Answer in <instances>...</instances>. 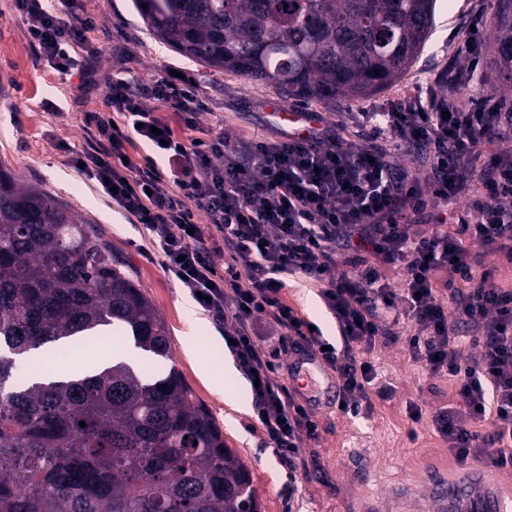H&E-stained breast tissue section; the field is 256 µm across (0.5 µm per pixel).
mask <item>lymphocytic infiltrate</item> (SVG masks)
<instances>
[{
    "instance_id": "f902f5d3",
    "label": "lymphocytic infiltrate",
    "mask_w": 512,
    "mask_h": 512,
    "mask_svg": "<svg viewBox=\"0 0 512 512\" xmlns=\"http://www.w3.org/2000/svg\"><path fill=\"white\" fill-rule=\"evenodd\" d=\"M35 59L64 72L92 64L93 18L45 0H15ZM70 17H63V9ZM485 25L474 20L461 43L466 69L448 73L453 93L474 78L483 62ZM105 109L84 115L85 142L71 163L83 168L98 189L145 226L154 257L184 287L204 297L203 308L233 319L230 351L249 380L256 416L270 447L295 465L303 438L314 437L309 398L276 380L279 369L257 333L267 321L282 349L319 354L336 375L344 412H358L375 374L367 359L394 315L410 325L411 357L434 376L452 380L457 405L436 412L433 425L458 464L487 462L512 468V289L478 270L473 247L512 243V113L491 97L460 106L414 98L380 114L351 116L357 137L346 140L325 124L281 140H241L224 130L208 138L182 139L196 129L203 104L195 85L170 75L149 80L113 78ZM163 109L149 111L148 103ZM178 124L170 126L166 113ZM155 147L145 162L128 159L139 143ZM494 145L483 166L486 198L476 200L463 224L410 232L423 195L444 205L463 190L466 164L484 145ZM428 154L430 173L413 176L393 162L397 153ZM206 224H198L196 212ZM220 233L231 261L217 270L205 226ZM365 252L373 264L341 269L342 252ZM402 271L400 287L383 283L378 264ZM462 275L466 288L441 298L439 271ZM316 283L336 319L341 347L324 349L318 330L280 296L288 276ZM472 329L471 355L458 346L460 325Z\"/></svg>"
}]
</instances>
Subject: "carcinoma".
<instances>
[{
	"instance_id": "cac0c4a2",
	"label": "carcinoma",
	"mask_w": 512,
	"mask_h": 512,
	"mask_svg": "<svg viewBox=\"0 0 512 512\" xmlns=\"http://www.w3.org/2000/svg\"><path fill=\"white\" fill-rule=\"evenodd\" d=\"M435 2L135 0L183 57L327 106L399 81L432 33ZM488 52L512 91V0H497ZM111 326L172 359L165 319L95 226L0 166V512H260L247 465L175 368L16 374L30 351Z\"/></svg>"
}]
</instances>
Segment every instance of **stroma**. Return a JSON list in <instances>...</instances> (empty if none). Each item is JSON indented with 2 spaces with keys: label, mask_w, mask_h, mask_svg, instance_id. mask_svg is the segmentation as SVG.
Instances as JSON below:
<instances>
[{
  "label": "stroma",
  "mask_w": 512,
  "mask_h": 512,
  "mask_svg": "<svg viewBox=\"0 0 512 512\" xmlns=\"http://www.w3.org/2000/svg\"><path fill=\"white\" fill-rule=\"evenodd\" d=\"M77 10L97 22L93 44L98 54L88 83L79 72L62 75L48 65H35L13 0H0V164L96 224L113 261L139 285L168 325L172 358L157 360L158 371L176 366L209 408L228 447L248 466L261 512H362L374 500L384 508L392 489L420 486L426 472L457 474L459 467L447 443L432 426L436 411L455 405L454 385L448 377L427 374L411 359L408 331L402 324L381 338L371 355L376 383L392 387L391 396L383 399L369 393L354 415L320 404L313 411L317 435L303 440L297 472L289 474L266 444L253 411H237L224 401L225 396L250 388L243 372L223 374L225 360L232 357L222 343L224 322L196 310L201 328L193 342H185V305L193 300L189 290L158 260L146 257L150 244L145 227L79 175L59 145L84 143L83 115L103 110L110 77L147 80L171 70L191 77L198 87L205 106L195 131L199 138L219 123L245 140L279 138L286 130L277 118L282 108L316 112L328 122L342 120L347 112H384L441 81L449 66L459 61L461 33L471 19L479 16L493 25L495 0H452L451 6L438 9L430 46L401 81L334 108L287 100L260 83L185 59L148 34L133 0H79ZM280 296L327 340L339 343L336 321L315 285L298 274L288 278ZM413 403L422 413L417 422L409 416ZM360 466L367 471L363 481L355 474Z\"/></svg>",
  "instance_id": "stroma-1"
}]
</instances>
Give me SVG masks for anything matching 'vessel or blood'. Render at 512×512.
<instances>
[{
	"label": "vessel or blood",
	"instance_id": "b4317fda",
	"mask_svg": "<svg viewBox=\"0 0 512 512\" xmlns=\"http://www.w3.org/2000/svg\"><path fill=\"white\" fill-rule=\"evenodd\" d=\"M294 361L315 396L328 401L336 398V383L317 355H298ZM420 496L433 504L436 512H512L500 495L497 471L482 464L469 465L448 480L427 475L419 491L406 485L396 488L390 496L391 512H409Z\"/></svg>",
	"mask_w": 512,
	"mask_h": 512
}]
</instances>
